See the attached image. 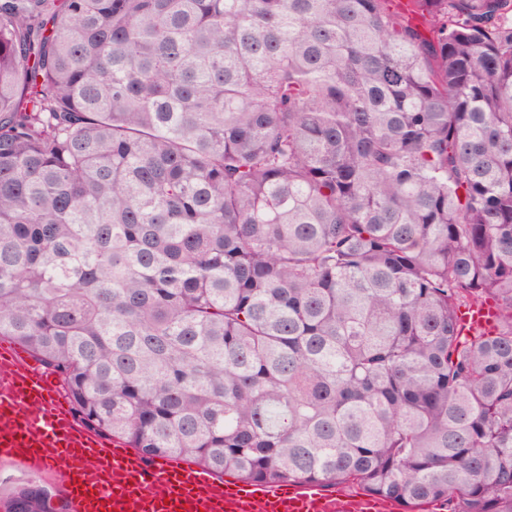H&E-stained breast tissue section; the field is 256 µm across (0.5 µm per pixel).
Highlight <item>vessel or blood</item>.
Instances as JSON below:
<instances>
[{
  "label": "vessel or blood",
  "mask_w": 512,
  "mask_h": 512,
  "mask_svg": "<svg viewBox=\"0 0 512 512\" xmlns=\"http://www.w3.org/2000/svg\"><path fill=\"white\" fill-rule=\"evenodd\" d=\"M491 329V308L459 314ZM0 457L32 473L59 463L75 512H382L375 498L339 503L318 485L252 482L224 486L200 466L145 462L119 441L79 427L55 379L21 353L0 351Z\"/></svg>",
  "instance_id": "b4317fda"
}]
</instances>
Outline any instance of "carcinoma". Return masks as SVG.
Segmentation results:
<instances>
[{"instance_id": "cac0c4a2", "label": "carcinoma", "mask_w": 512, "mask_h": 512, "mask_svg": "<svg viewBox=\"0 0 512 512\" xmlns=\"http://www.w3.org/2000/svg\"><path fill=\"white\" fill-rule=\"evenodd\" d=\"M397 2L0 0V337L86 428L512 512V0ZM462 324L480 330H489L494 324V311L489 307L471 308L459 314Z\"/></svg>"}]
</instances>
